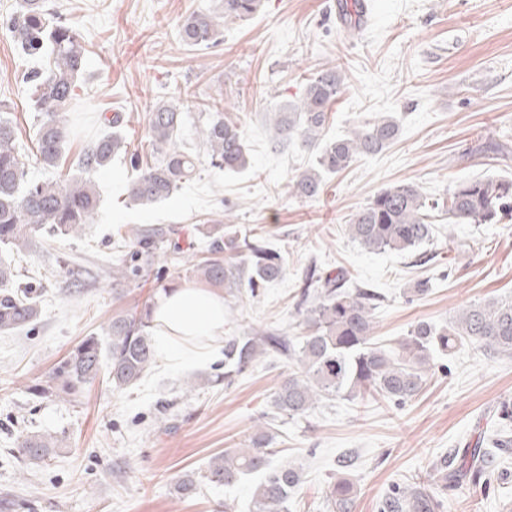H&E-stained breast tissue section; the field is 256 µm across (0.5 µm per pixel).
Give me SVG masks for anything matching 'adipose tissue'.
Wrapping results in <instances>:
<instances>
[{
    "instance_id": "ef3b65f1",
    "label": "adipose tissue",
    "mask_w": 512,
    "mask_h": 512,
    "mask_svg": "<svg viewBox=\"0 0 512 512\" xmlns=\"http://www.w3.org/2000/svg\"><path fill=\"white\" fill-rule=\"evenodd\" d=\"M153 324L167 366L212 358L215 339L224 335V292L192 285L168 289L155 304Z\"/></svg>"
}]
</instances>
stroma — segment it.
<instances>
[{"label": "stroma", "mask_w": 512, "mask_h": 512, "mask_svg": "<svg viewBox=\"0 0 512 512\" xmlns=\"http://www.w3.org/2000/svg\"><path fill=\"white\" fill-rule=\"evenodd\" d=\"M215 2L47 0L76 24L89 50L78 90L89 135L105 133L101 114H121L129 151L146 155L156 102L220 95L225 117L245 133L248 164L228 173L201 159L193 179L145 209L130 204L132 171L127 156H117L96 176L102 203L84 235L44 238L24 257L20 280L35 282L41 315L23 330L0 332V512H224L228 501L248 512L252 481L229 490L204 485L188 498L174 482L212 454L242 447L254 418L270 411L286 360H267L231 387L188 398L183 382L223 373V356L175 370L156 362L121 392L101 380L75 397L29 391L85 336L103 335L113 316L134 311L161 284H196L191 266L163 248L154 258L160 276L113 289L119 225H172L200 257L207 244L195 227L217 222L228 231L263 229L285 250L282 280L240 303L225 298L229 336L251 325L291 330L298 284L313 265L381 293L380 344L418 321L445 324L468 305L512 297V224L452 226L441 214L432 243L416 256L367 252L346 230L351 214L388 185L413 183L442 198L462 180L512 179V0H368V21L356 34L337 16V0H263L252 18L225 24L216 46L182 43L184 18ZM335 64L344 84L325 138L377 112L396 116L400 132L383 152L327 178L318 199L305 200L289 181L312 156L294 146L275 150L268 114L297 100L311 72ZM25 68L0 29V99L12 102L27 149L34 120ZM452 235L465 250H449ZM418 279L428 280V293L406 301L403 289ZM506 402L512 357L464 346L438 359L406 404L336 399L296 422L274 417L280 461L304 465L291 512H329L326 489L340 473L357 487L355 512H379L395 485L427 480L436 464L457 462L476 443L498 466L489 478L450 484L445 512H512V447L491 445L496 435L512 437V420L499 414ZM30 431L57 436L51 460L18 459L16 441Z\"/></svg>", "instance_id": "obj_1"}]
</instances>
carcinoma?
I'll list each match as a JSON object with an SVG mask.
<instances>
[{
    "instance_id": "obj_1",
    "label": "carcinoma",
    "mask_w": 512,
    "mask_h": 512,
    "mask_svg": "<svg viewBox=\"0 0 512 512\" xmlns=\"http://www.w3.org/2000/svg\"><path fill=\"white\" fill-rule=\"evenodd\" d=\"M261 0H217L214 9L188 15L179 30L188 46L218 42L220 24L230 18L255 14ZM24 57L44 59L43 67L23 74L36 112L35 157L44 168L59 166L64 148L77 135L73 114L77 112L79 80L88 50L72 21L49 9L45 0H19V8L0 20ZM344 78L339 67H324L306 79L297 104L271 112L276 138L274 148L292 144L316 152L314 166L292 179V192L300 198H317L324 178L339 173L361 156L375 155L397 138L395 116L382 113L356 124L344 138L325 140L328 110L336 101ZM207 120L199 137L213 167L239 171L247 166L244 132L224 118L221 101L201 104ZM188 105L180 100L155 104L148 114L153 148L164 153L156 164L144 165L130 154L136 172L128 189L138 205H151L174 194L181 181L196 173L197 154L182 149V129ZM122 123L116 114L108 120L113 131L86 141L72 160V174L65 182L29 178L26 154L19 146V128L11 105L0 99V331L24 328L40 315L35 288H16L15 257L31 250L43 233L79 237L93 223L99 195L92 176L108 167L112 156L124 148L114 132ZM448 213V225L502 224L512 221V180L484 178L464 180L448 191V197L431 201L410 183L381 189L348 220L351 239L370 252L413 251L430 241L429 218ZM207 256L193 264L195 276L222 286L237 298H254L257 291L286 274L282 253L268 246L257 234L224 240V225L212 224ZM175 228L165 225L117 229V247L122 256L112 270V288H122L141 273L149 272L156 252ZM380 294L370 288H350L343 273L317 269L304 283L295 304L297 335L277 329L249 328L244 336L224 339V373L202 378L203 385L228 388L262 358L282 357L288 373L271 396L272 407L289 419L307 416L323 401L355 400L377 395L397 405L417 396L435 367L434 359L445 357L460 345L470 344L490 354L512 355V300L472 304L445 325L418 322L397 346L383 348L372 342L374 311ZM153 303L112 318L106 335L85 337L53 370L51 381L65 394H75L107 375L112 390L135 385L155 362L152 325ZM267 414L254 422L248 444L232 452L212 455L204 474L208 484L229 487L249 475H258L251 497V512H289L292 492L300 485L303 468L292 462L277 463L278 449ZM57 448V439L45 433L21 436L18 455L30 462L43 461ZM196 473L188 471L175 482L182 497L197 488ZM448 490V461L436 467L435 480L408 482L382 502L381 512H441V494ZM330 512H354L356 492L340 477L326 491Z\"/></svg>"
}]
</instances>
